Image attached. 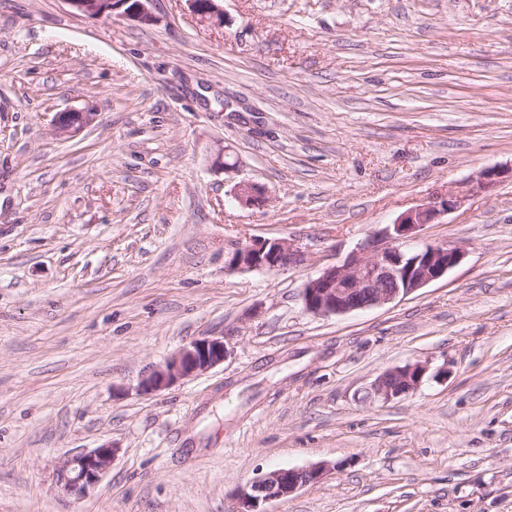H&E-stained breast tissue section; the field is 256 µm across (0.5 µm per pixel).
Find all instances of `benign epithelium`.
<instances>
[{
    "label": "benign epithelium",
    "instance_id": "7a95c632",
    "mask_svg": "<svg viewBox=\"0 0 512 512\" xmlns=\"http://www.w3.org/2000/svg\"><path fill=\"white\" fill-rule=\"evenodd\" d=\"M151 0H67L77 12L102 17L117 14L144 25L157 23ZM194 14L202 20L224 23V11L217 0H188ZM94 119V113L70 109L55 121L56 132L69 135L80 131ZM506 170L485 168L476 177L449 188L443 195L399 215L394 223L373 233L353 249L340 264L323 268L310 278L302 290L306 312L322 317L346 315L355 311L393 303L444 277L464 258L458 244H423L413 249L406 243L417 238L420 228L434 224L459 208L467 197L493 187ZM235 199L244 206L264 201L263 190L252 183L234 187ZM302 259V251L288 239L253 240L234 249L228 261L233 270H258L284 267ZM227 349L224 338L205 336L194 339L168 357L163 364L141 379L138 391L151 394L163 391L190 376L206 372L224 362ZM428 367L416 363L382 373L371 387V397L387 403L415 392ZM118 446L105 442L74 455L56 472V483L68 495L87 496L112 465ZM334 469L328 463L304 468H280L249 481L237 493L236 512H264L261 506L285 498L298 489L320 482Z\"/></svg>",
    "mask_w": 512,
    "mask_h": 512
}]
</instances>
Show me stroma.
Segmentation results:
<instances>
[{
	"mask_svg": "<svg viewBox=\"0 0 512 512\" xmlns=\"http://www.w3.org/2000/svg\"><path fill=\"white\" fill-rule=\"evenodd\" d=\"M219 6L152 0L143 26L0 0V512H236L248 481L319 462L267 512H512L511 179L419 231L465 248L442 279L302 304L401 213L512 166V0ZM71 108L94 119L58 136ZM278 238L302 261L229 270ZM201 336L222 364L138 392ZM414 363L418 390L370 398ZM107 441L97 487L66 495L64 459ZM428 367L416 363L382 373L371 387L374 400L387 403L415 392L423 382Z\"/></svg>",
	"mask_w": 512,
	"mask_h": 512,
	"instance_id": "stroma-1",
	"label": "stroma"
}]
</instances>
